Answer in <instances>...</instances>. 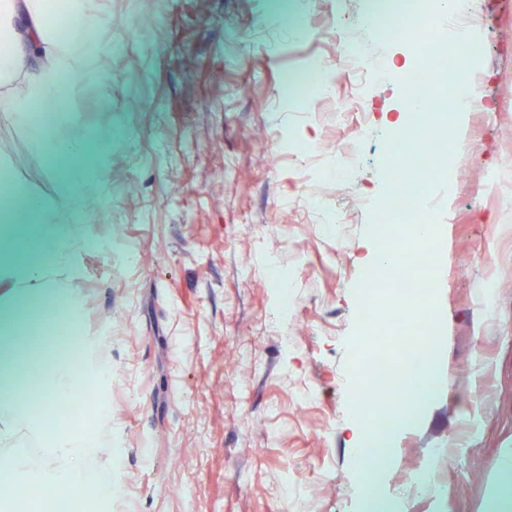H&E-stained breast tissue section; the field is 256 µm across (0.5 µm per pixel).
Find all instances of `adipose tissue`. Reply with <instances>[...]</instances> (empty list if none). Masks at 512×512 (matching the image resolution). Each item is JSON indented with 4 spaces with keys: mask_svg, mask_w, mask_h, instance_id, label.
Segmentation results:
<instances>
[{
    "mask_svg": "<svg viewBox=\"0 0 512 512\" xmlns=\"http://www.w3.org/2000/svg\"><path fill=\"white\" fill-rule=\"evenodd\" d=\"M48 0H0V38L8 47L0 57V75L24 77L26 95L0 93V112L18 116L31 143L58 168L54 197H43L26 185L0 189V390L40 393V409L14 404L0 409V486L33 492L43 486L71 483L89 489L93 498L111 505V482L93 479L84 465L96 452V441L73 424H63L54 406L80 400L109 375L107 366L88 360L92 342L81 317L79 294L60 287L57 272L68 269L84 243L74 236L85 223L89 204L101 184L95 160L121 137L118 127L95 130L92 140L62 139L60 116L40 111L46 101L61 102L64 88L77 87L95 73L62 48L47 22ZM404 410L389 417L378 434L368 433L358 410L344 424L351 449L350 472L369 499L395 462L396 435L418 426ZM42 437L45 456L31 462L19 447L22 437ZM380 454L385 462L374 476L361 471L364 455ZM483 512H512V448L503 449L489 486Z\"/></svg>",
    "mask_w": 512,
    "mask_h": 512,
    "instance_id": "adipose-tissue-1",
    "label": "adipose tissue"
}]
</instances>
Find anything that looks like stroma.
<instances>
[{
	"instance_id": "35a3bbf8",
	"label": "stroma",
	"mask_w": 512,
	"mask_h": 512,
	"mask_svg": "<svg viewBox=\"0 0 512 512\" xmlns=\"http://www.w3.org/2000/svg\"><path fill=\"white\" fill-rule=\"evenodd\" d=\"M494 2L476 28L493 108L468 130L478 149L467 170L426 192L439 204L442 249L429 307L446 341L436 393L420 426L400 435L387 478L403 512H481L500 453L512 448V62L500 54L512 47V0ZM371 7L324 0L322 16L285 23L273 0H103L91 34L124 50L103 80L70 92L59 130L82 139L118 124L124 135L98 173L102 193L90 208L100 220L78 227L97 247L80 251L59 280L81 295L112 370L101 396L107 422L93 408L77 419L96 435L91 469L105 473L121 455L124 494L112 512H297L307 497L313 512H357L341 432L359 334L353 291L390 183L383 117L405 104L388 62L410 54L408 43L373 40ZM143 15L152 25L130 28ZM323 19L382 69L367 90L365 139L344 167L327 170L314 209L300 175L335 155L336 115L317 111L312 96L284 105L280 82L331 55L316 38ZM2 170L54 192L55 174L7 114ZM491 173L497 200L477 191ZM486 245L496 265L474 261ZM282 289L297 302L290 321L275 315ZM307 387L317 399L298 406ZM434 457L441 504L411 487Z\"/></svg>"
}]
</instances>
